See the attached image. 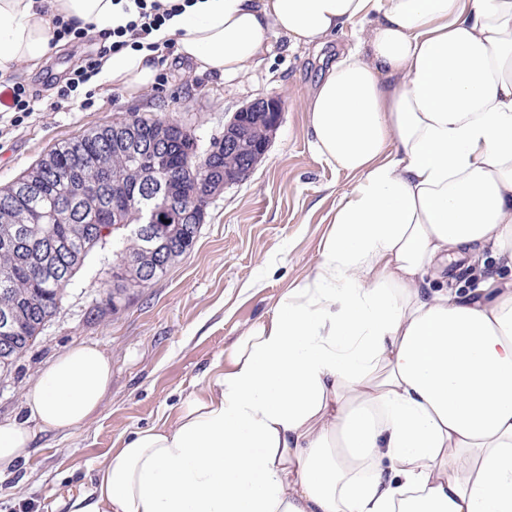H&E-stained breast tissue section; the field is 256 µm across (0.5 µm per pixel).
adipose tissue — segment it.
I'll return each instance as SVG.
<instances>
[{"label": "adipose tissue", "instance_id": "obj_1", "mask_svg": "<svg viewBox=\"0 0 512 512\" xmlns=\"http://www.w3.org/2000/svg\"><path fill=\"white\" fill-rule=\"evenodd\" d=\"M57 14L100 36L128 21L114 0H0V74L52 50ZM368 18L306 101L317 152L357 179L314 275L206 394L110 453L71 512H512V276L424 285L484 249L512 269V0H188L90 82L149 87L170 41L228 78L273 38L317 48ZM111 380L96 345L61 352L27 420L0 423V470L27 460L30 424L80 426Z\"/></svg>", "mask_w": 512, "mask_h": 512}]
</instances>
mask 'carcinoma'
I'll return each mask as SVG.
<instances>
[{
  "label": "carcinoma",
  "instance_id": "cac0c4a2",
  "mask_svg": "<svg viewBox=\"0 0 512 512\" xmlns=\"http://www.w3.org/2000/svg\"><path fill=\"white\" fill-rule=\"evenodd\" d=\"M126 123L147 140H159L154 152L132 154L118 142L112 125L93 128L45 153L11 184L0 188V310L18 313L20 328L0 327V374L35 343L57 314L67 286L89 254L112 244V298L130 288H144L193 246L204 221L194 212L181 224L165 223L166 258L147 268V242L116 236V225L137 223L139 190L162 172H172L190 188L203 178L213 192L224 190V172L238 168L242 157L224 152L214 139L202 150L186 127L176 121L131 113ZM250 140L266 139L260 113L244 118ZM127 191L122 204L112 203V177Z\"/></svg>",
  "mask_w": 512,
  "mask_h": 512
}]
</instances>
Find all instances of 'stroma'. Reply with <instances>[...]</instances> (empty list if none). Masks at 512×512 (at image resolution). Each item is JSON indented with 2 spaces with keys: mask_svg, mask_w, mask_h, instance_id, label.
<instances>
[{
  "mask_svg": "<svg viewBox=\"0 0 512 512\" xmlns=\"http://www.w3.org/2000/svg\"><path fill=\"white\" fill-rule=\"evenodd\" d=\"M362 30L358 23L337 33L320 56L278 38L271 58L231 80L173 65L166 51L157 74L162 89L130 94L82 86L58 111L35 113L0 137L1 187L54 145L131 112L175 117L206 145L252 100L275 95L283 103L265 156L210 204L187 255L149 287L114 300L104 286L112 251H94L33 347L0 375L3 423L25 417L27 388L67 347L96 344L112 363L111 386L85 423L56 433L33 428L28 462L0 473V512H66L68 496L91 491L112 449L133 431L174 417L188 393H205L236 339L313 276L336 205L356 178L317 155L305 102L326 60L355 49ZM89 51L61 45L50 61L22 67L10 79L40 84L46 72L79 65ZM503 270L486 251L446 262L431 285L467 291L480 273Z\"/></svg>",
  "mask_w": 512,
  "mask_h": 512,
  "instance_id": "1",
  "label": "stroma"
}]
</instances>
